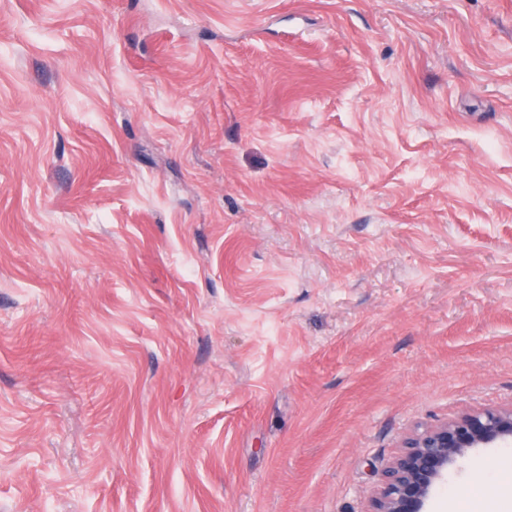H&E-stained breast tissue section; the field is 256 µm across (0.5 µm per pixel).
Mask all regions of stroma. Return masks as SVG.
I'll return each mask as SVG.
<instances>
[{"label": "stroma", "mask_w": 512, "mask_h": 512, "mask_svg": "<svg viewBox=\"0 0 512 512\" xmlns=\"http://www.w3.org/2000/svg\"><path fill=\"white\" fill-rule=\"evenodd\" d=\"M510 405L512 0H0V512H367ZM503 444H512V405L418 427L381 471L367 512H426L437 487L469 451Z\"/></svg>", "instance_id": "1"}]
</instances>
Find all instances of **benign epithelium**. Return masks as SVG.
<instances>
[{"mask_svg": "<svg viewBox=\"0 0 512 512\" xmlns=\"http://www.w3.org/2000/svg\"><path fill=\"white\" fill-rule=\"evenodd\" d=\"M512 444V407L483 408L417 428L383 468L368 512H426L437 487L474 449Z\"/></svg>", "mask_w": 512, "mask_h": 512, "instance_id": "obj_1", "label": "benign epithelium"}]
</instances>
